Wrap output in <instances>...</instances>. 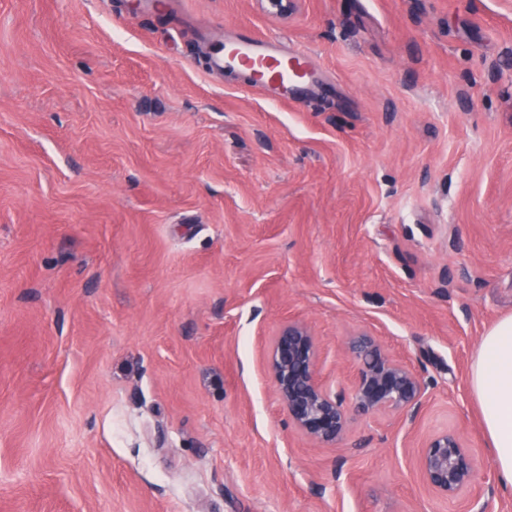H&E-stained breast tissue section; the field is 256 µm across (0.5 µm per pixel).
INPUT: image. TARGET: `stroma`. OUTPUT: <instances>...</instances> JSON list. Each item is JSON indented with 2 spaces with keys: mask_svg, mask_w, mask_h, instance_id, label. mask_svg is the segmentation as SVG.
Returning a JSON list of instances; mask_svg holds the SVG:
<instances>
[{
  "mask_svg": "<svg viewBox=\"0 0 512 512\" xmlns=\"http://www.w3.org/2000/svg\"><path fill=\"white\" fill-rule=\"evenodd\" d=\"M0 0V512H512L470 365L512 315V0ZM330 105L206 68L238 28ZM306 324L426 384L414 420L290 425L267 361ZM457 433L473 488L433 492ZM419 466L423 478L435 492L452 497L471 487L476 461L460 439L447 431L428 441Z\"/></svg>",
  "mask_w": 512,
  "mask_h": 512,
  "instance_id": "35a3bbf8",
  "label": "stroma"
}]
</instances>
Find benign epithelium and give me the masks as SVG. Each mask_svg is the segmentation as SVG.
I'll return each mask as SVG.
<instances>
[{
    "instance_id": "obj_1",
    "label": "benign epithelium",
    "mask_w": 512,
    "mask_h": 512,
    "mask_svg": "<svg viewBox=\"0 0 512 512\" xmlns=\"http://www.w3.org/2000/svg\"><path fill=\"white\" fill-rule=\"evenodd\" d=\"M348 351L358 373L347 397L320 381L319 351L306 325L291 321L270 340L275 395L292 427L319 447L336 443L345 433L347 401L364 414L395 411L411 419L421 406V380L373 337H354ZM419 466L435 492L452 497L471 487L476 461L455 434L444 432L428 441Z\"/></svg>"
}]
</instances>
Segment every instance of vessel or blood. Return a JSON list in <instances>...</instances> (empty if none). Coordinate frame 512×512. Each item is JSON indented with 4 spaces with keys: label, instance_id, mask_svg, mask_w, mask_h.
<instances>
[{
    "label": "vessel or blood",
    "instance_id": "vessel-or-blood-1",
    "mask_svg": "<svg viewBox=\"0 0 512 512\" xmlns=\"http://www.w3.org/2000/svg\"><path fill=\"white\" fill-rule=\"evenodd\" d=\"M208 65L212 73L249 71L250 84L276 101L324 99L326 85L320 80L311 55L303 49L285 51L276 40L254 37L240 30L211 47Z\"/></svg>",
    "mask_w": 512,
    "mask_h": 512
}]
</instances>
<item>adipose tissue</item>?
<instances>
[{
  "instance_id": "adipose-tissue-1",
  "label": "adipose tissue",
  "mask_w": 512,
  "mask_h": 512,
  "mask_svg": "<svg viewBox=\"0 0 512 512\" xmlns=\"http://www.w3.org/2000/svg\"><path fill=\"white\" fill-rule=\"evenodd\" d=\"M470 374L499 483L512 491V316L499 320L482 336Z\"/></svg>"
}]
</instances>
